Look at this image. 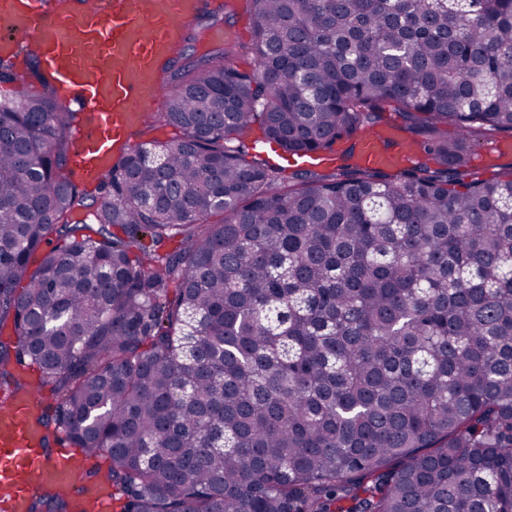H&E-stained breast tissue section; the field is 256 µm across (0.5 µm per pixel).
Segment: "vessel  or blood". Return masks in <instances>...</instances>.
<instances>
[{"label":"vessel or blood","mask_w":512,"mask_h":512,"mask_svg":"<svg viewBox=\"0 0 512 512\" xmlns=\"http://www.w3.org/2000/svg\"><path fill=\"white\" fill-rule=\"evenodd\" d=\"M226 0H75L73 7L47 12L32 0H0V54L24 46L52 74L87 126H75L73 165L92 180L115 146L145 125L164 99L162 64L177 56L190 24ZM398 142L383 152L380 142ZM397 125L361 136V154L375 168L402 167L409 151ZM76 455L64 439L47 444L29 398L0 404V497L10 512H28L34 485L62 491Z\"/></svg>","instance_id":"b4317fda"}]
</instances>
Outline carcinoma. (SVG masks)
Returning a JSON list of instances; mask_svg holds the SVG:
<instances>
[{
    "instance_id": "1",
    "label": "carcinoma",
    "mask_w": 512,
    "mask_h": 512,
    "mask_svg": "<svg viewBox=\"0 0 512 512\" xmlns=\"http://www.w3.org/2000/svg\"><path fill=\"white\" fill-rule=\"evenodd\" d=\"M249 2L253 65L168 60L180 134L121 146L96 198L76 113L0 98V395L52 385L37 422L120 512H512V162L469 170L512 131V0ZM389 110L435 167L360 163ZM255 126L338 165L282 180ZM500 141H510L512 143V132L511 131H494L487 134L486 137L482 138L475 143L472 150L471 167L470 170L476 177L482 179L492 178L498 173L503 172L500 164L505 163L506 159L500 160L495 165H486L483 161L485 153L491 149V151H499V145H496ZM496 145V146H495Z\"/></svg>"
}]
</instances>
